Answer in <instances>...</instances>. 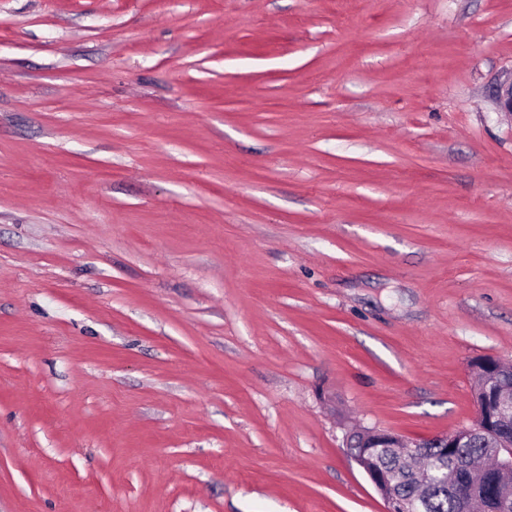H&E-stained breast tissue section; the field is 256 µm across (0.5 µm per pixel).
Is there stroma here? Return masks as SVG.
I'll use <instances>...</instances> for the list:
<instances>
[{"label":"stroma","instance_id":"35a3bbf8","mask_svg":"<svg viewBox=\"0 0 512 512\" xmlns=\"http://www.w3.org/2000/svg\"><path fill=\"white\" fill-rule=\"evenodd\" d=\"M512 0H0V512H384L347 430L512 363Z\"/></svg>","mask_w":512,"mask_h":512}]
</instances>
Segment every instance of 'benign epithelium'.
I'll return each mask as SVG.
<instances>
[{"label":"benign epithelium","mask_w":512,"mask_h":512,"mask_svg":"<svg viewBox=\"0 0 512 512\" xmlns=\"http://www.w3.org/2000/svg\"><path fill=\"white\" fill-rule=\"evenodd\" d=\"M494 102L500 112L512 116V74L498 81L494 89ZM476 370L481 380L475 396L476 422L469 428H461L448 433L437 434L425 439H404L394 433L361 429L358 433L346 435V446H351L355 437H360L364 447L370 453L380 448H399L405 458L418 457L424 448L433 444L438 448H458L468 442L477 433L491 435L496 445V456L504 469L512 468V431L505 428L512 421V384L503 372V362L493 358L478 361ZM370 482L381 496L385 512H419L423 498L408 501L397 496L391 479L383 469L362 463V457H355ZM508 497L497 489L488 495L484 512H506Z\"/></svg>","instance_id":"benign-epithelium-1"}]
</instances>
